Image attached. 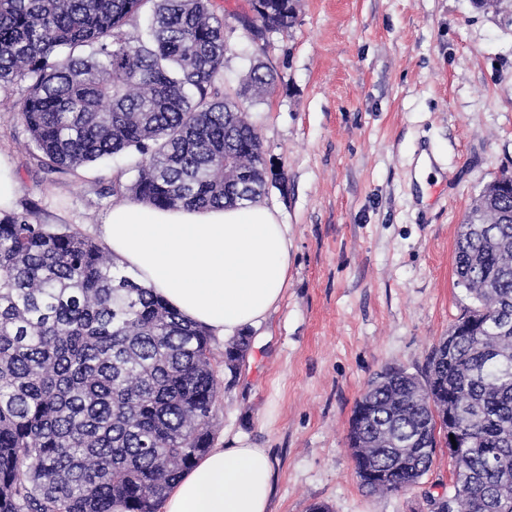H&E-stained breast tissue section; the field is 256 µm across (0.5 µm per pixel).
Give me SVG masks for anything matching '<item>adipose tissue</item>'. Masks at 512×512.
<instances>
[{
	"instance_id": "ef3b65f1",
	"label": "adipose tissue",
	"mask_w": 512,
	"mask_h": 512,
	"mask_svg": "<svg viewBox=\"0 0 512 512\" xmlns=\"http://www.w3.org/2000/svg\"><path fill=\"white\" fill-rule=\"evenodd\" d=\"M138 281L222 338L263 324L288 286L287 225L260 204L159 209L113 205L101 226ZM273 462L244 439L213 448L166 494L161 512H271Z\"/></svg>"
}]
</instances>
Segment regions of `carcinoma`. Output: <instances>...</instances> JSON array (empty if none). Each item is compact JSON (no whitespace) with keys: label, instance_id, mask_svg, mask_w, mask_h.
Here are the masks:
<instances>
[{"label":"carcinoma","instance_id":"obj_1","mask_svg":"<svg viewBox=\"0 0 512 512\" xmlns=\"http://www.w3.org/2000/svg\"><path fill=\"white\" fill-rule=\"evenodd\" d=\"M290 29L295 0H249ZM145 35L123 27L143 8ZM224 17L213 0H0V86L27 83L19 118L43 169L134 150L112 183L155 208L248 204L267 184L262 142L217 86ZM274 83L250 65L243 94ZM458 284L474 305L422 377L389 368L357 400L347 435L360 484L399 492L453 425L459 512H512V173L460 225ZM246 336L224 346L237 368ZM210 331L121 268L108 248L37 207L0 215V512H158L213 443L219 383ZM414 443L395 448L399 436Z\"/></svg>","mask_w":512,"mask_h":512}]
</instances>
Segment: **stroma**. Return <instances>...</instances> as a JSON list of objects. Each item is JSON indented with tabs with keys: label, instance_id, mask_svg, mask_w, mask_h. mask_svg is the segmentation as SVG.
<instances>
[{
	"label": "stroma",
	"instance_id": "1",
	"mask_svg": "<svg viewBox=\"0 0 512 512\" xmlns=\"http://www.w3.org/2000/svg\"><path fill=\"white\" fill-rule=\"evenodd\" d=\"M226 21L218 85L256 127L273 177L261 204L288 227V287L236 370H219L214 443L242 435L274 463L272 512H428L450 490L438 449L419 484L374 495L347 443L356 401L377 373L422 374L432 346L473 301L455 275L457 233L483 187L512 172V7L474 0H297L286 33L253 44L247 0H214ZM272 94L241 96L251 61ZM0 87V155L18 184L15 212L101 240L120 155L73 172L40 166ZM434 173L419 184L417 163Z\"/></svg>",
	"mask_w": 512,
	"mask_h": 512
}]
</instances>
